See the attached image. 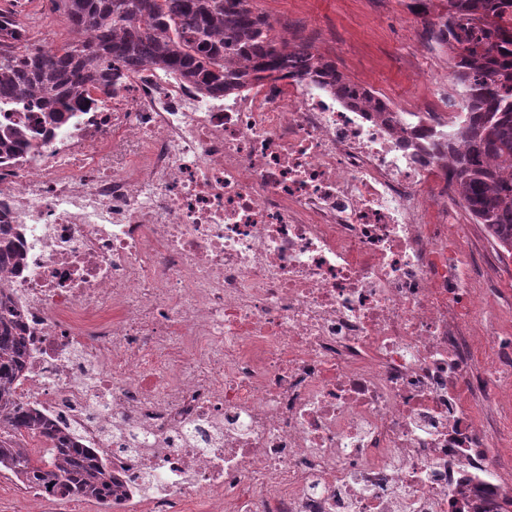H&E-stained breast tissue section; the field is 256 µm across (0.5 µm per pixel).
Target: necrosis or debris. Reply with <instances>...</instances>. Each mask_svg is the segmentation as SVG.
I'll list each match as a JSON object with an SVG mask.
<instances>
[{
    "mask_svg": "<svg viewBox=\"0 0 512 512\" xmlns=\"http://www.w3.org/2000/svg\"><path fill=\"white\" fill-rule=\"evenodd\" d=\"M460 92L374 115L318 78L205 95L125 71L0 166L17 398L112 468L114 512H483L446 144ZM16 241L12 224H0V271L2 273L17 272L19 269L21 258Z\"/></svg>",
    "mask_w": 512,
    "mask_h": 512,
    "instance_id": "1",
    "label": "necrosis or debris"
}]
</instances>
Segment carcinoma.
I'll list each match as a JSON object with an SVG mask.
<instances>
[{"label":"carcinoma","mask_w":512,"mask_h":512,"mask_svg":"<svg viewBox=\"0 0 512 512\" xmlns=\"http://www.w3.org/2000/svg\"><path fill=\"white\" fill-rule=\"evenodd\" d=\"M70 38L55 47L35 38L30 17L0 10V103H37L35 126L0 129V162L35 148L49 128L65 123L95 89L108 97L117 75L130 69L172 70L216 95L282 77L293 66L316 76L351 106L388 112L389 103L354 82L320 55L309 38L288 44L271 34L273 20L252 0H54ZM426 39L448 49L452 79L464 92L463 146L448 143L461 200L497 246L512 252V0H448ZM16 234L0 224V271L20 266ZM27 336L21 314L0 288V468L24 487L62 497L94 499L112 507V469L87 457L77 437L58 429L38 409L12 397L25 369ZM36 438L51 447H26Z\"/></svg>","instance_id":"carcinoma-1"}]
</instances>
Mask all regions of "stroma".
<instances>
[{
	"instance_id": "35a3bbf8",
	"label": "stroma",
	"mask_w": 512,
	"mask_h": 512,
	"mask_svg": "<svg viewBox=\"0 0 512 512\" xmlns=\"http://www.w3.org/2000/svg\"><path fill=\"white\" fill-rule=\"evenodd\" d=\"M411 0H256L260 12L310 37L317 51L352 79L365 82L396 104L423 105L440 79L451 71L447 50L423 40V21L409 9ZM455 208L460 223L449 225L448 245L472 255L465 309L480 308L492 346H475L476 373L512 363V254L496 246L484 225L470 223L464 202ZM477 423L493 421L490 436L501 459L499 477L512 484V394L469 393Z\"/></svg>"
}]
</instances>
